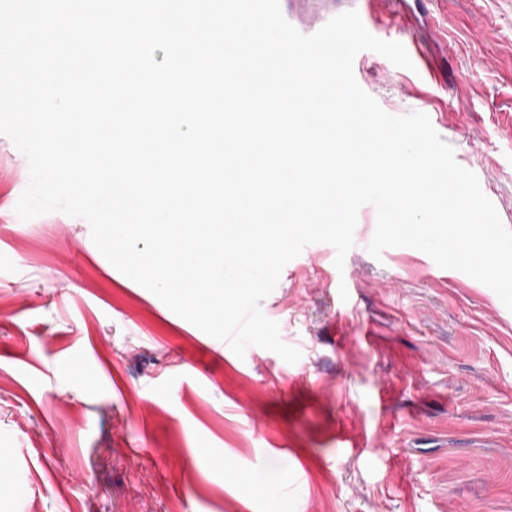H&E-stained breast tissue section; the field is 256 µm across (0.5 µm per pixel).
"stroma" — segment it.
I'll list each match as a JSON object with an SVG mask.
<instances>
[{
  "instance_id": "obj_1",
  "label": "stroma",
  "mask_w": 512,
  "mask_h": 512,
  "mask_svg": "<svg viewBox=\"0 0 512 512\" xmlns=\"http://www.w3.org/2000/svg\"><path fill=\"white\" fill-rule=\"evenodd\" d=\"M431 8L430 29L393 0L362 22L418 36L440 81L373 51L355 79L384 111L437 113L512 230V0ZM28 178L0 136V512H512V311L490 287L410 247L358 241L340 270L303 253L261 303L300 359L240 357L116 269L86 220L19 219Z\"/></svg>"
}]
</instances>
